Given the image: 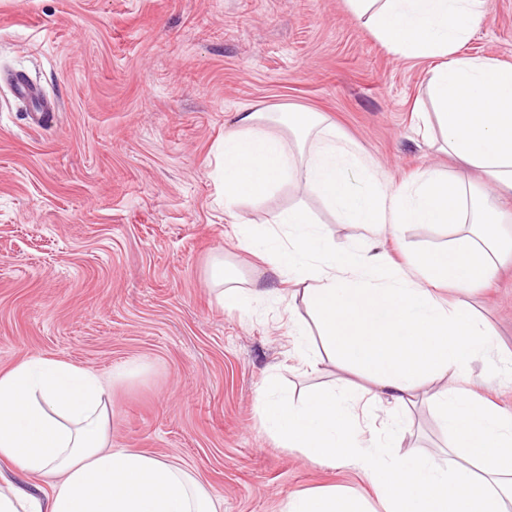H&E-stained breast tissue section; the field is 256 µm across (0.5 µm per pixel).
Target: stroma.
Listing matches in <instances>:
<instances>
[{
  "label": "stroma",
  "mask_w": 512,
  "mask_h": 512,
  "mask_svg": "<svg viewBox=\"0 0 512 512\" xmlns=\"http://www.w3.org/2000/svg\"><path fill=\"white\" fill-rule=\"evenodd\" d=\"M463 54L512 66V0H490ZM432 63L390 53L347 0H0V370L29 357L71 362L112 382L109 440L182 464L221 512H284L289 495L336 485L366 498L356 471L308 461L263 427L259 390L299 395L337 383L304 371L301 301L226 310L217 259L249 276L262 263L224 218L218 154L239 112H319L398 185L435 167ZM59 101L31 129L4 73ZM305 204L336 243L361 238L321 200L285 183L243 220ZM406 225L405 251L447 244ZM469 301L498 344L474 365V397L512 411V256ZM134 373H127V366ZM427 402L400 446L446 447Z\"/></svg>",
  "instance_id": "35a3bbf8"
}]
</instances>
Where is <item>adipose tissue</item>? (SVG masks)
I'll list each match as a JSON object with an SVG mask.
<instances>
[{
	"instance_id": "ef3b65f1",
	"label": "adipose tissue",
	"mask_w": 512,
	"mask_h": 512,
	"mask_svg": "<svg viewBox=\"0 0 512 512\" xmlns=\"http://www.w3.org/2000/svg\"><path fill=\"white\" fill-rule=\"evenodd\" d=\"M393 54L432 61L429 90L441 148L466 167L431 169L412 183L383 184L371 159L342 140L317 112L246 110L224 133V214L264 200L294 181L318 194L338 222L368 231L336 247L311 212L293 206L262 225L239 227V247L255 250L278 280L297 278L311 323L297 324L306 365L323 360L350 372L342 390L293 399L275 388L259 397L267 430L307 459L357 471L377 492L379 512H512V414L476 404L465 388L473 364L493 347V333L465 299L444 300L440 287L463 291L486 281L512 248L499 231L500 206L512 193V66L461 55L488 0H348ZM300 141L291 153L283 131ZM364 184L353 190L345 173ZM485 174L475 189L468 175ZM425 224L454 233L444 246L411 252L391 265L379 247L383 226ZM212 278L225 308L275 295L253 280L238 285L224 263ZM321 347L313 349L310 336ZM426 399L448 437L428 454L397 452L407 410ZM393 404L382 429L364 431L360 411ZM109 393L94 371L30 357L0 370V462L55 479L48 500L9 484L0 512H218L215 496L186 468L131 448L108 445ZM286 512H371L340 486L289 496Z\"/></svg>"
}]
</instances>
